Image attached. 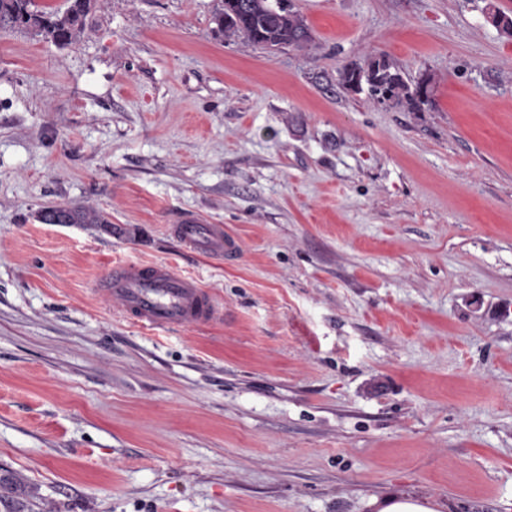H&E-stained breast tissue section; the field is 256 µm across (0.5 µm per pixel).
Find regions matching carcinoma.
Returning <instances> with one entry per match:
<instances>
[{"mask_svg": "<svg viewBox=\"0 0 512 512\" xmlns=\"http://www.w3.org/2000/svg\"><path fill=\"white\" fill-rule=\"evenodd\" d=\"M65 9H47L36 0H0V31L18 30L44 32V37L55 44L66 47L76 42L84 31L91 10L90 0H65ZM242 9L233 0H220L214 14L216 32L225 36L243 37L248 41L267 45L270 42L286 41L295 48H303L314 42L312 30L304 17L288 9L272 13L269 0H243ZM382 68L396 77L394 82L376 83L369 98L390 92L391 106L408 112H421L433 105V96L421 98L415 93V85L403 77L396 65L385 59ZM40 220L45 224H97L112 232V221L103 212L82 205H58L41 211ZM40 505L22 498L15 478L11 474L0 476V512H36Z\"/></svg>", "mask_w": 512, "mask_h": 512, "instance_id": "obj_1", "label": "carcinoma"}]
</instances>
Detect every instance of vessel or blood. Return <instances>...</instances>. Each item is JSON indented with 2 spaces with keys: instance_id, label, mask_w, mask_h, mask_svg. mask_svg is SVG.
Instances as JSON below:
<instances>
[{
  "instance_id": "obj_1",
  "label": "vessel or blood",
  "mask_w": 512,
  "mask_h": 512,
  "mask_svg": "<svg viewBox=\"0 0 512 512\" xmlns=\"http://www.w3.org/2000/svg\"><path fill=\"white\" fill-rule=\"evenodd\" d=\"M172 235L191 251L235 261L237 240L223 225L207 224L194 213L178 216ZM135 325L148 329L186 328L222 320L223 308L196 279L166 264L126 263L114 267L100 283Z\"/></svg>"
}]
</instances>
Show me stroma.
I'll list each match as a JSON object with an SVG mask.
<instances>
[{
    "instance_id": "1",
    "label": "stroma",
    "mask_w": 512,
    "mask_h": 512,
    "mask_svg": "<svg viewBox=\"0 0 512 512\" xmlns=\"http://www.w3.org/2000/svg\"><path fill=\"white\" fill-rule=\"evenodd\" d=\"M315 43L216 36V0H98L68 48L0 33V470L58 512H512V0H293ZM386 55L407 112L332 90ZM80 204L94 224H44ZM224 225L236 262L174 238ZM223 321L151 331L113 266ZM382 68L390 75H394L396 80L391 83V79L387 82L382 80L374 86L369 98L378 103L379 97L386 91L390 92L389 101L391 106L403 108L407 112H421L425 107L433 105V90L431 87V79L425 78L430 86L429 96L425 99L417 96L415 93V84L408 82L403 76V72L396 65L383 57ZM44 224H99L107 232L112 230V221L106 213L82 205H58L41 211ZM99 291L143 328H186L223 318V308L211 292L167 264L119 265L100 283ZM369 512H446L448 506L440 499L407 491L390 489L368 501Z\"/></svg>"
}]
</instances>
